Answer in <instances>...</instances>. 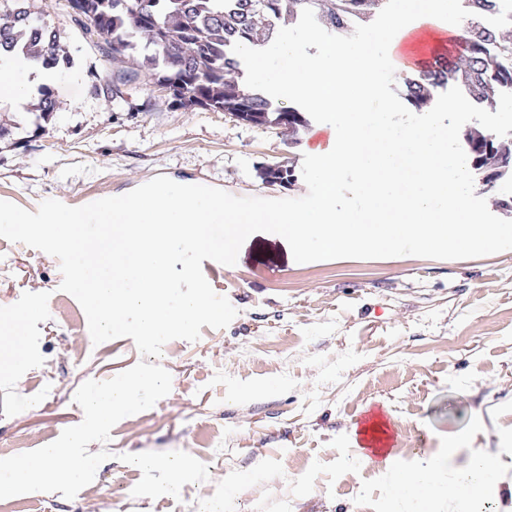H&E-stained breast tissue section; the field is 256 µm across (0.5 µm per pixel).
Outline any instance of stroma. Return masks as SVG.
Returning a JSON list of instances; mask_svg holds the SVG:
<instances>
[{"label":"stroma","instance_id":"1","mask_svg":"<svg viewBox=\"0 0 512 512\" xmlns=\"http://www.w3.org/2000/svg\"><path fill=\"white\" fill-rule=\"evenodd\" d=\"M77 60L53 83L57 109L0 139V200L36 211L55 199L77 207L126 194L164 175L232 195L299 198L269 185L261 167L301 170L314 142L254 127L224 112L177 108L155 87L120 98L100 92V48L72 22L62 0H34ZM203 274L237 309L223 329L166 343L159 365L170 393L120 420L112 452L71 499L11 497L22 512H200L240 479L232 512H391L378 469L354 461L350 434L367 410L392 422L404 467L441 453L452 431L496 452L512 432V250L468 259L417 256L295 262L286 241L257 232L235 265ZM58 260L0 238V316L26 312L23 352L0 372V458L32 451L82 422L75 403L88 380L137 364L132 338L93 344L79 302L61 291ZM183 451L207 480L179 496H132L141 478L125 454Z\"/></svg>","mask_w":512,"mask_h":512}]
</instances>
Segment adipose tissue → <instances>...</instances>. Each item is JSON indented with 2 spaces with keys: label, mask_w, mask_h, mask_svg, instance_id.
<instances>
[{
  "label": "adipose tissue",
  "mask_w": 512,
  "mask_h": 512,
  "mask_svg": "<svg viewBox=\"0 0 512 512\" xmlns=\"http://www.w3.org/2000/svg\"><path fill=\"white\" fill-rule=\"evenodd\" d=\"M56 76L41 62L20 52L0 50V106L24 112L40 85ZM464 432L448 436L443 454H423L411 469H403L396 456L374 460L362 454L360 462L375 465L382 474L390 501L409 504V512H434L439 501H447L449 512H497L502 491V474L496 456L468 451Z\"/></svg>",
  "instance_id": "ef3b65f1"
}]
</instances>
